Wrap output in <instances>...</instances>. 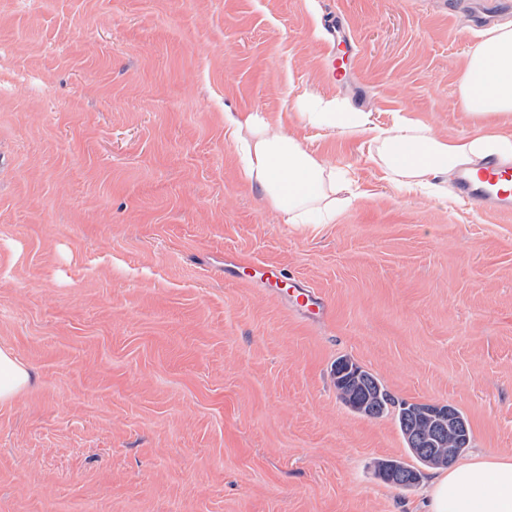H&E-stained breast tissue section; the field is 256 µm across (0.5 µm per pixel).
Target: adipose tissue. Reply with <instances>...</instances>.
<instances>
[{"mask_svg":"<svg viewBox=\"0 0 512 512\" xmlns=\"http://www.w3.org/2000/svg\"><path fill=\"white\" fill-rule=\"evenodd\" d=\"M459 107L473 122L470 135L442 139L416 117L394 114L389 126L371 113L351 111L338 99L302 101L311 126L340 135H365L375 160L397 190L447 197L460 169L493 159L512 166V21L487 32L459 73ZM246 183L292 224H332L344 203L330 197L336 174L325 161L288 135L282 124L253 117L231 118ZM31 373L12 350L0 347V404L30 384ZM424 499L427 512H512V456L477 455L437 471Z\"/></svg>","mask_w":512,"mask_h":512,"instance_id":"obj_1","label":"adipose tissue"}]
</instances>
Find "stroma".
<instances>
[{"mask_svg":"<svg viewBox=\"0 0 512 512\" xmlns=\"http://www.w3.org/2000/svg\"><path fill=\"white\" fill-rule=\"evenodd\" d=\"M357 43L330 83L328 15ZM512 0H0V512H420L394 414L339 398L341 357L399 401L449 404L467 455L512 454V220L398 191L370 145L308 126L337 97L389 126L470 132L459 65ZM281 118L350 171L333 224L286 223L225 114ZM280 266L325 321L224 277ZM249 265L254 268L257 285H265L279 279L280 271L272 264H256L242 258L224 257L225 279L238 280V278H242L240 270ZM288 290L296 295L297 302L301 307L316 315L319 319L327 320L330 317L331 309L324 296L311 288L307 282L294 278L288 283ZM31 373L7 347H0V404L10 403L30 384ZM393 463V465L391 463ZM395 465V468L393 467ZM378 471L380 476L386 480L387 482L394 484L400 488H411L419 483L421 479V472L413 467L406 466L400 462L396 461H385L381 462L378 465ZM391 475L397 476H409L411 478L412 483H402L397 480H392Z\"/></svg>","mask_w":512,"mask_h":512,"instance_id":"1","label":"stroma"}]
</instances>
